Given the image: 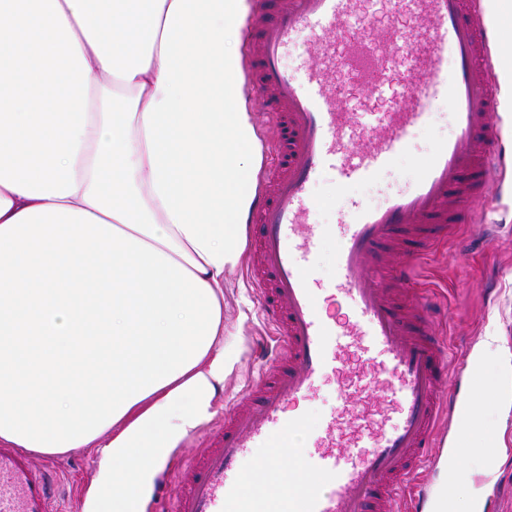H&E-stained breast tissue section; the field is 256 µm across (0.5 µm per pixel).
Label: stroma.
Segmentation results:
<instances>
[{
  "instance_id": "obj_1",
  "label": "stroma",
  "mask_w": 512,
  "mask_h": 512,
  "mask_svg": "<svg viewBox=\"0 0 512 512\" xmlns=\"http://www.w3.org/2000/svg\"><path fill=\"white\" fill-rule=\"evenodd\" d=\"M407 64H391L383 94L358 87L345 72L336 82L349 111L387 110L394 93L406 85ZM454 133L452 108L447 101L434 102L428 121L411 134L409 148L372 180L356 182L338 190L334 175L322 174L312 186L316 207L312 221L336 223L349 199L371 206L380 205L389 192L407 188L418 174L421 160ZM472 220L456 225L447 239L431 248L416 274L415 290L430 291L438 307L447 311L436 330L449 343L454 357L464 349L484 357L478 385L500 386L512 374V169L503 173L497 187L486 197L472 202ZM247 264L224 275V331L235 335L239 360L224 383L221 397L229 406L258 378L259 365L251 355L254 342L269 340L270 326L260 314L259 300L251 288ZM475 436L500 457L498 467H474L473 475L486 476L485 484L466 486L462 495L496 493V512H512V409L500 399L480 405ZM37 463L53 462L60 480V512H83L97 475L96 453L80 448L64 454H36Z\"/></svg>"
}]
</instances>
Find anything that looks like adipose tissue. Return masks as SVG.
Here are the masks:
<instances>
[{"label":"adipose tissue","mask_w":512,"mask_h":512,"mask_svg":"<svg viewBox=\"0 0 512 512\" xmlns=\"http://www.w3.org/2000/svg\"><path fill=\"white\" fill-rule=\"evenodd\" d=\"M250 0H0V445L100 452L88 512H144L238 360L224 274L262 154ZM437 491L453 500L471 462Z\"/></svg>","instance_id":"1"}]
</instances>
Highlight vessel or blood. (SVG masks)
<instances>
[{
    "mask_svg": "<svg viewBox=\"0 0 512 512\" xmlns=\"http://www.w3.org/2000/svg\"><path fill=\"white\" fill-rule=\"evenodd\" d=\"M385 2L383 28L364 0H261L247 18L244 75L273 130L266 187L248 218L256 228L250 280L278 340L254 348L263 372L225 412L206 452L180 468L166 512H430L432 489L415 494L411 485L454 436L461 406L438 388L453 367L466 390L478 380L472 363H453L432 327V302L408 285L420 255L488 193L505 162L495 77L502 46L483 0ZM298 41L310 64L294 75L281 61ZM402 53L408 86L389 111L358 124L337 97V68L374 89L387 79V56ZM436 98L450 102L455 133L424 158L414 184L379 207L351 202L339 223H312L313 180L333 172L342 190L372 178L407 148ZM327 239L338 243L336 278L323 284L314 263ZM332 297L345 320L325 312ZM331 373L337 406L308 432L299 406ZM357 385L372 407L354 405ZM297 434L305 443L288 490L272 499L280 463L260 465L254 451ZM57 497L49 465L0 447V512H54Z\"/></svg>",
    "mask_w": 512,
    "mask_h": 512,
    "instance_id": "obj_1",
    "label": "vessel or blood"
}]
</instances>
